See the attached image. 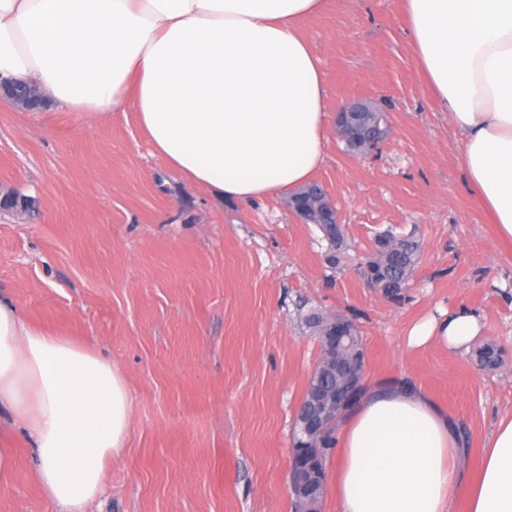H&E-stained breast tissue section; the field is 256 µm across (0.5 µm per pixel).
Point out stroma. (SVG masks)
I'll return each mask as SVG.
<instances>
[{
  "mask_svg": "<svg viewBox=\"0 0 512 512\" xmlns=\"http://www.w3.org/2000/svg\"><path fill=\"white\" fill-rule=\"evenodd\" d=\"M320 60L328 112L362 100L387 134L366 155L329 132L314 173L347 244L298 223L280 195L226 201L170 172L135 113L81 128L55 108L0 103V291L34 322L107 354L131 397L126 448L85 512H300L289 493L294 411L318 360L313 309L358 327L365 378L423 387L468 433L475 471L497 420L512 415V244L469 191L458 135L415 60L401 0H328L299 22ZM414 236L420 259L401 300L361 273L377 232ZM480 315L478 343L505 351L495 370L468 351L409 348L412 325L442 310ZM0 416L16 468L0 512H55L34 450Z\"/></svg>",
  "mask_w": 512,
  "mask_h": 512,
  "instance_id": "stroma-1",
  "label": "stroma"
}]
</instances>
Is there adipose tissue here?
Here are the masks:
<instances>
[{
	"mask_svg": "<svg viewBox=\"0 0 512 512\" xmlns=\"http://www.w3.org/2000/svg\"><path fill=\"white\" fill-rule=\"evenodd\" d=\"M419 68L460 137L462 165L500 238L512 241V0H402ZM327 0H0V79L36 85L93 126L135 112L167 167L250 203L308 184L325 161L324 74L301 19ZM467 308L414 325L408 344L468 348ZM35 450L60 512H82L122 454L131 400L98 350L32 324L0 292V409ZM339 512H512V417L477 477L447 408L405 380L367 384L342 414Z\"/></svg>",
	"mask_w": 512,
	"mask_h": 512,
	"instance_id": "1",
	"label": "adipose tissue"
}]
</instances>
